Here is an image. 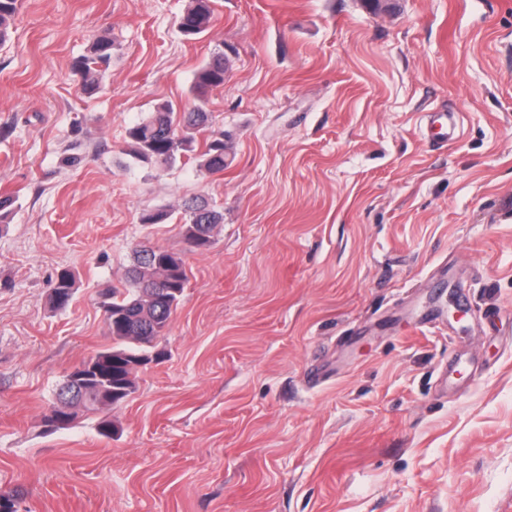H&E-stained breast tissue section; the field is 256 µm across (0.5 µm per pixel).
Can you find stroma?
Segmentation results:
<instances>
[{
    "label": "stroma",
    "mask_w": 512,
    "mask_h": 512,
    "mask_svg": "<svg viewBox=\"0 0 512 512\" xmlns=\"http://www.w3.org/2000/svg\"><path fill=\"white\" fill-rule=\"evenodd\" d=\"M187 3L22 0L0 45V489L22 512H512V0H215L194 41ZM102 36L90 94L73 64ZM219 47L232 166L136 164L127 129L191 108ZM436 109L458 141L421 136ZM194 197L224 222L190 252ZM144 241L189 277L159 360L47 429Z\"/></svg>",
    "instance_id": "stroma-1"
}]
</instances>
